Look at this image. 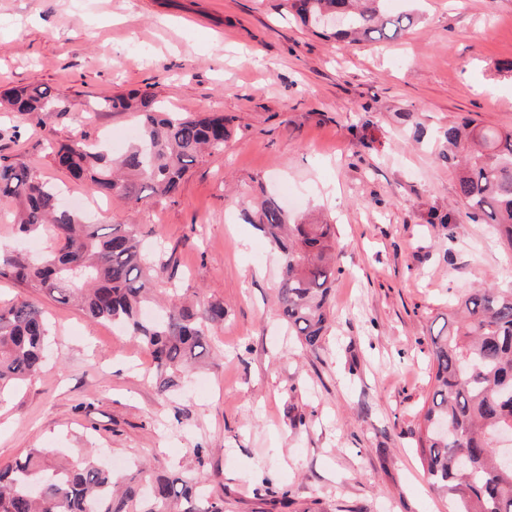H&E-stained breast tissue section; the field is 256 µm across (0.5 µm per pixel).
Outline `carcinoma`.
<instances>
[{
	"label": "carcinoma",
	"instance_id": "obj_1",
	"mask_svg": "<svg viewBox=\"0 0 512 512\" xmlns=\"http://www.w3.org/2000/svg\"><path fill=\"white\" fill-rule=\"evenodd\" d=\"M384 0H288L306 24L333 31L349 44L394 39L413 24L409 13L390 15ZM0 105L19 115H69L48 89L27 86L4 93ZM107 112L139 116L137 138L112 157L84 135L49 144L56 163L105 197L131 204L145 198L175 200L189 165L207 150H221L224 115L184 116L148 91L100 98ZM448 155L459 169L457 194L467 214L497 227L512 249V131L476 129L463 120L448 127ZM15 213L18 235L42 226L55 236L50 250L30 255L0 242V277L78 304L93 322L108 321L141 342L154 364L162 394L177 385L209 352L212 332L224 325V302L194 306L170 301L148 320L144 310L161 290L165 265L144 251L128 225L102 228L33 170L0 156V209ZM248 223L281 254L277 303L301 344L321 346L328 322V293L336 275L339 242L333 224L290 223L275 197L254 202ZM431 336L434 381L417 451L431 487L448 497V512H512V463L495 446L512 430V290L479 286L457 297ZM51 326L34 302L0 303V394L34 379L44 368ZM0 512H224V499L207 493L201 475L139 476L114 482L112 471L90 456L67 464L50 448H31L0 465Z\"/></svg>",
	"mask_w": 512,
	"mask_h": 512
}]
</instances>
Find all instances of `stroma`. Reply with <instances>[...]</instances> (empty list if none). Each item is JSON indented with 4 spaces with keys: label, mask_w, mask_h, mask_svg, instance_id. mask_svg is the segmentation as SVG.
<instances>
[{
    "label": "stroma",
    "mask_w": 512,
    "mask_h": 512,
    "mask_svg": "<svg viewBox=\"0 0 512 512\" xmlns=\"http://www.w3.org/2000/svg\"><path fill=\"white\" fill-rule=\"evenodd\" d=\"M384 8L415 12L413 26L346 47L285 0H0V93L40 85L71 108L0 114V155L66 197L91 191L47 140L83 133L117 156L137 128L134 113L95 110L100 97L147 90L182 113L222 112L229 131L176 201L98 199L90 214L160 244L183 301L223 302L210 354L161 395L137 341L0 277V301H34L55 332L42 374L0 397V464L95 448L121 479L204 473L224 512H448L415 452L429 336L460 291L512 289V252L467 218L443 133L465 118L512 129V0ZM265 193L336 225L340 271L315 351L289 336L278 251L242 216Z\"/></svg>",
    "instance_id": "1"
}]
</instances>
